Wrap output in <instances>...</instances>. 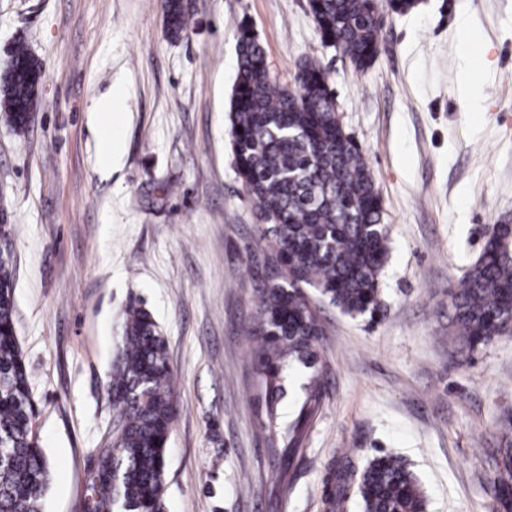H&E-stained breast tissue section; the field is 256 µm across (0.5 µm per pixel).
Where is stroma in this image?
I'll return each mask as SVG.
<instances>
[{"mask_svg": "<svg viewBox=\"0 0 512 512\" xmlns=\"http://www.w3.org/2000/svg\"><path fill=\"white\" fill-rule=\"evenodd\" d=\"M189 3L174 39L164 0H0V74L19 45L42 69L28 132L0 119V225L50 464L43 512H82L133 300L173 369L162 512H329L337 461L359 471L381 453L408 461L426 512H503L489 477L512 443V335L462 353L450 293L494 225H512V0L385 12L359 71L322 45L308 0ZM243 24L279 84L320 61L390 238L382 316L318 303L325 388L288 464L264 442L246 334L259 231L228 120ZM109 92L115 111L95 112ZM107 129L121 148L110 164Z\"/></svg>", "mask_w": 512, "mask_h": 512, "instance_id": "1", "label": "stroma"}]
</instances>
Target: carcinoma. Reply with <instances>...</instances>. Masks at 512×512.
I'll use <instances>...</instances> for the list:
<instances>
[{
	"mask_svg": "<svg viewBox=\"0 0 512 512\" xmlns=\"http://www.w3.org/2000/svg\"><path fill=\"white\" fill-rule=\"evenodd\" d=\"M324 43L340 47L362 69L378 54L380 7L374 0H309ZM168 32L187 30L184 0H166ZM41 66L16 47L0 80L5 121L28 131L37 104ZM236 168L259 223L261 244L247 245L256 292L250 330L252 359L264 395L261 429L268 447L302 448L317 414L322 381L317 348L324 329L304 289L313 288L353 317L382 315L380 274L388 257L383 207L365 157L345 132L326 71L308 62L295 94L270 77L265 50L240 28L238 68L230 102ZM509 225L494 228L479 257L451 292L461 350L470 353L512 333V248L501 243ZM10 252L0 253V512H41L49 463L33 433L35 404L14 323ZM295 359L313 369L295 421L279 429L283 371ZM172 369L161 327L137 302L127 305L123 339L107 394L120 433L89 474L83 512H154L165 488L166 455L177 415ZM491 484L512 509V448H499ZM328 505L343 508L355 488L363 512H425L426 503L405 459L375 456L359 473H334Z\"/></svg>",
	"mask_w": 512,
	"mask_h": 512,
	"instance_id": "1",
	"label": "carcinoma"
}]
</instances>
